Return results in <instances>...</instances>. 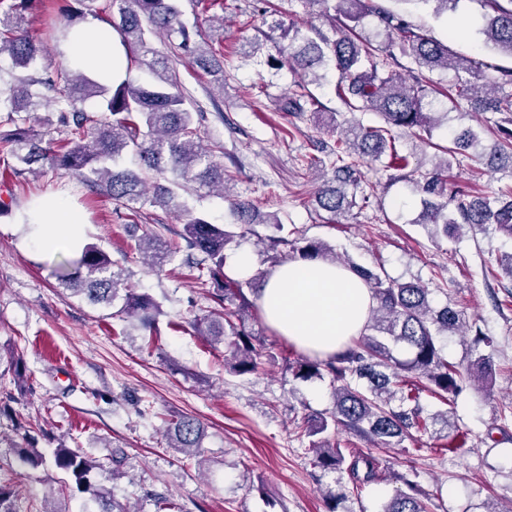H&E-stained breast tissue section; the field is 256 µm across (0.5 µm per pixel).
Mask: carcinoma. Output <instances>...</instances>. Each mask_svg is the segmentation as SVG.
<instances>
[{
    "mask_svg": "<svg viewBox=\"0 0 512 512\" xmlns=\"http://www.w3.org/2000/svg\"><path fill=\"white\" fill-rule=\"evenodd\" d=\"M89 13L97 16L118 7L119 22L112 23L121 35L126 49L127 64L148 68L152 80L135 84L129 78L105 83L95 74L68 69L43 79L31 72L40 59V47L25 30L26 13L37 0H10L3 8L0 0V52L10 58L11 68L20 72L0 96V112L6 113L4 123L13 129L0 130V155L11 158L16 165L5 168L21 174L28 170L65 171L86 179L93 188L118 202L132 218H140L145 205L160 206L172 213L186 214L182 237L201 259L193 266V276L202 288H216L208 295L224 303V322L211 314H198L190 325L201 336L228 342L226 358L232 370L239 374H257L271 355L256 347V336L246 328L251 317L252 303L244 288L252 281L223 277L224 249L237 237L251 234L271 252V266L286 259L336 262V255L324 242L308 239L296 229L288 235L281 232L284 224L276 215H263L247 200L233 199L230 212L233 222L214 224L203 215H193L181 200L179 190L193 183L198 190L226 194L224 182L230 180L223 165L215 160V150L201 143L195 126L191 100L183 90L169 58L151 46L150 35L164 34L180 39L178 47L187 46L192 35L181 20L178 0H77ZM308 10L320 8V13L337 11L343 19H332L328 35L320 30L315 36L299 28L283 29L288 48L283 50L279 66L299 75L288 95L278 99V111L297 112L304 105L316 104L308 83L321 81L319 70L332 65L338 71L335 87L337 97L350 112L371 110L380 115L383 124L364 126L346 119L339 113H329L327 126L339 132L336 146L330 149L335 157L332 178L316 196L317 205L336 216L356 205L360 171L352 156L385 159L384 167L403 171L409 165L407 156L395 144L393 129L412 131L422 140L432 141L440 125V117L427 101L430 90L423 71H451L455 75L457 96L482 112L502 115L503 137L490 147V164L512 170V68H493L467 56L453 53L421 28L412 25L404 15L384 8L375 0H300ZM492 13L482 29L484 43L493 50L512 56V0H480ZM374 15L383 27L382 40L377 42L357 31L363 18ZM408 58L417 75L408 82L399 71L398 56ZM197 67L206 73L224 72V65L207 52L194 53ZM95 97L104 100L109 117L100 118L85 111L84 103ZM49 104L63 113L68 130L65 138L53 137L51 131H39L29 126L28 113ZM479 136L470 132L464 138H454L450 145L435 148L446 155L442 166L451 164V157L473 146ZM127 153L139 159L136 170L120 165ZM162 182L148 190V177ZM426 195L415 223L432 226L433 236H448V229L463 226H494L495 231L512 237V186L491 196L457 194L448 196L446 187L437 178L420 185ZM263 224L271 233L260 235L254 225ZM134 250L152 259L156 266L172 259L179 247L147 234ZM346 266L360 275L376 299L368 316L364 332L350 341L346 348L329 359L297 357L288 366L294 376L308 379L328 375L334 390V408L322 416L308 415L296 423L298 436L308 439L313 463L324 472L337 474V480L348 479V493L357 496L362 489L385 477L379 461L363 451L342 448L333 443L336 431L344 430L363 437L375 445L397 447L416 440V434L427 432L438 419L448 416L423 415L419 405V387L407 383L405 375L426 381L430 391L444 402L458 395L471 377L448 362L442 353L441 339L459 327L461 313L449 306L435 309L429 300V289L419 281L400 282L385 272H374L353 262ZM58 283L77 297L94 305L112 307L121 301L117 314L139 317L148 330L144 347H155L153 322L161 314L160 304L148 293L130 288L121 273L113 270L110 256L95 245L85 246L74 260L58 263L53 271ZM408 357L400 359L397 349ZM399 398V409L391 407ZM170 447L179 449L190 460L200 453L202 427L192 418L181 416L167 421ZM19 458L37 469L47 465L38 448L16 446ZM52 464L68 473L72 483L64 486L70 495L89 493L100 504V512H131L109 501L108 491L92 482L100 463L78 448L61 446L54 449ZM406 489L395 495L382 512H432V502L407 474H395ZM0 512H19L18 495L13 487L0 484Z\"/></svg>",
    "mask_w": 512,
    "mask_h": 512,
    "instance_id": "1",
    "label": "carcinoma"
}]
</instances>
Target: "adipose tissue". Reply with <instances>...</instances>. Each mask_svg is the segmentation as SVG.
Instances as JSON below:
<instances>
[{"label": "adipose tissue", "mask_w": 512, "mask_h": 512, "mask_svg": "<svg viewBox=\"0 0 512 512\" xmlns=\"http://www.w3.org/2000/svg\"><path fill=\"white\" fill-rule=\"evenodd\" d=\"M125 65L118 41L107 28L95 37L71 41L70 67L100 73L106 62ZM29 236L44 251L73 250L86 218L61 198L41 201L26 213ZM258 302L267 326L296 348L319 357L341 350L363 330L375 301L369 288L349 269L322 260L293 258L275 266Z\"/></svg>", "instance_id": "adipose-tissue-1"}]
</instances>
